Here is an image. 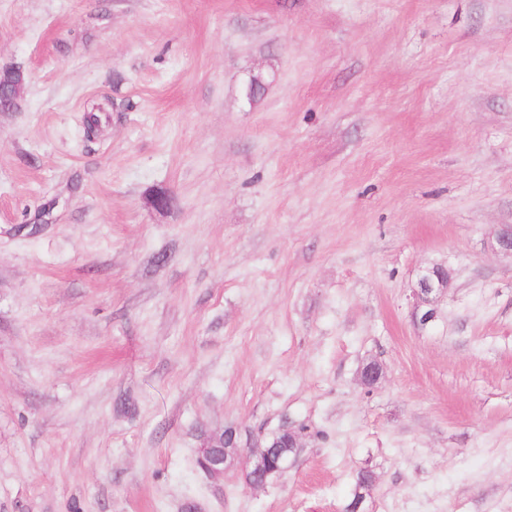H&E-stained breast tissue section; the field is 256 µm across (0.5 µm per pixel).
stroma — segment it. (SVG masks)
Listing matches in <instances>:
<instances>
[{
  "label": "stroma",
  "mask_w": 512,
  "mask_h": 512,
  "mask_svg": "<svg viewBox=\"0 0 512 512\" xmlns=\"http://www.w3.org/2000/svg\"><path fill=\"white\" fill-rule=\"evenodd\" d=\"M7 67L0 512H512V0H0ZM450 274L446 268L432 266L423 268L413 288L414 310L419 323L425 325L436 317L435 303L438 297L447 291ZM217 438L205 441L203 447L198 448L196 457L197 467L214 482L224 480V471L234 464V460L224 456V448H216L214 445ZM264 440V439H263ZM263 440L257 444V450H248L249 461H255L254 469L246 475L247 483L254 488L263 487L268 479L273 476L282 474L288 469V458H273L268 450L264 448H274L272 455L275 456L279 450H284V446L275 448L274 445L264 446Z\"/></svg>",
  "instance_id": "obj_1"
}]
</instances>
